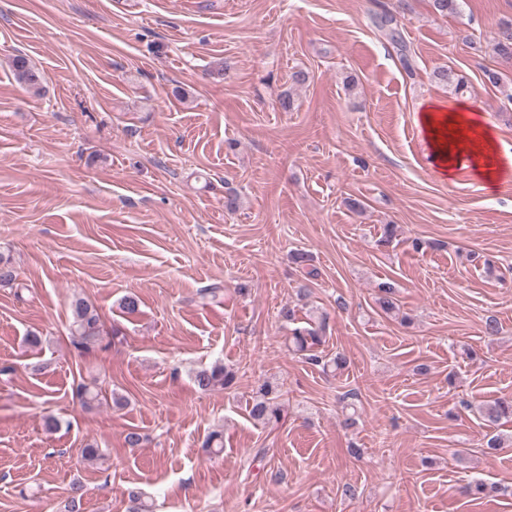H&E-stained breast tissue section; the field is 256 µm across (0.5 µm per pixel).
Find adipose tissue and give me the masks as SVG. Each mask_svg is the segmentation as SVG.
Returning a JSON list of instances; mask_svg holds the SVG:
<instances>
[{"mask_svg": "<svg viewBox=\"0 0 512 512\" xmlns=\"http://www.w3.org/2000/svg\"><path fill=\"white\" fill-rule=\"evenodd\" d=\"M420 120L429 133L433 151L441 155L449 151L467 152L477 173L487 183H495L502 169L512 167V154L498 158L491 128L472 117L467 106L448 110L434 105L421 113Z\"/></svg>", "mask_w": 512, "mask_h": 512, "instance_id": "1", "label": "adipose tissue"}]
</instances>
